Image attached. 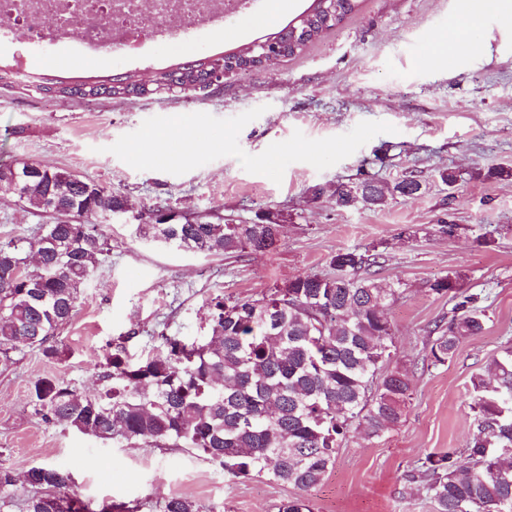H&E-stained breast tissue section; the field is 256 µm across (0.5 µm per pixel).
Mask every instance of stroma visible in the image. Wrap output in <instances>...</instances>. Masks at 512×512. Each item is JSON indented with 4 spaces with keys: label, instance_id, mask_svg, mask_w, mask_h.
I'll use <instances>...</instances> for the list:
<instances>
[{
    "label": "stroma",
    "instance_id": "obj_1",
    "mask_svg": "<svg viewBox=\"0 0 512 512\" xmlns=\"http://www.w3.org/2000/svg\"><path fill=\"white\" fill-rule=\"evenodd\" d=\"M462 0H362L359 11L274 70L232 74L205 89L138 98L68 100L38 91L26 78L0 87V160L40 162L121 192L130 211L102 223L109 251L59 335L60 356L28 348L0 367V460L15 476L51 465L70 472L72 492L94 512L116 504L158 512L168 496L199 512H277L295 488L267 477L237 479L185 448L104 442L35 413L30 391L44 376L96 393L109 345L133 359L158 352L162 337L208 335L215 297L247 298L307 273H330L337 252L372 249L379 279L402 283L389 310L395 340L388 367L407 369L412 395L400 424L382 438L350 433L325 479L307 491L312 512H434L421 490L403 487L407 466L431 451L463 447L473 430L472 377L512 345V10L489 14L448 47L449 63L431 60L438 33L460 27ZM248 19L191 46L145 43L121 58L103 51L95 66L66 68L69 46L44 45L36 71L72 77L150 73L252 42ZM263 107L239 134L248 154L288 140L294 131L323 139L362 121H384L377 135L336 165L290 164L281 183L245 171L225 156L182 175L138 171L108 153L119 137L153 116L205 112L230 118ZM458 181L444 185L439 170ZM419 176L414 198L379 208L342 207L339 184L374 177ZM322 197H314L315 187ZM161 209L179 218L259 223L263 210L282 214L273 249L240 256L205 255L142 239L134 213ZM457 225L438 233L440 221ZM55 216L36 212L0 190V238L36 237ZM486 297L481 335L465 340L448 364L427 365V340L448 320L447 297L430 285L443 276Z\"/></svg>",
    "mask_w": 512,
    "mask_h": 512
}]
</instances>
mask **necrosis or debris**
Returning a JSON list of instances; mask_svg holds the SVG:
<instances>
[{
  "mask_svg": "<svg viewBox=\"0 0 512 512\" xmlns=\"http://www.w3.org/2000/svg\"><path fill=\"white\" fill-rule=\"evenodd\" d=\"M261 0H0V40L43 44L77 42L73 62L93 65L104 48L137 55L145 42L191 40L202 32L253 15ZM31 52L16 56L19 71L33 64Z\"/></svg>",
  "mask_w": 512,
  "mask_h": 512,
  "instance_id": "obj_1",
  "label": "necrosis or debris"
}]
</instances>
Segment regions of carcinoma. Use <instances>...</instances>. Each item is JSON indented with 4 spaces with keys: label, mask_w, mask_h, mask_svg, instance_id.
Returning <instances> with one entry per match:
<instances>
[{
    "label": "carcinoma",
    "mask_w": 512,
    "mask_h": 512,
    "mask_svg": "<svg viewBox=\"0 0 512 512\" xmlns=\"http://www.w3.org/2000/svg\"><path fill=\"white\" fill-rule=\"evenodd\" d=\"M361 0H310L283 26L261 36L301 53L357 11ZM247 48L213 55L228 70H248ZM206 63L188 60L143 78L136 72L69 83L32 73L35 87L53 97L112 99L204 82ZM0 185L36 212L50 206L73 221L45 224L39 236L0 239V366L24 347L59 355L61 329L73 317L83 288L108 241L92 217L128 210L125 197L83 176L39 162L0 163ZM422 182L407 176L389 185L364 179L336 189L342 207L380 208L399 195H420ZM266 224L187 222L139 218L140 235L203 254H243L271 249L281 238L280 214ZM366 249L340 251L332 275L304 274L249 298L211 300V335L162 337L161 350L136 363L118 347L107 353L102 389L77 393L65 380L44 377L31 401L48 422H61L99 440L122 437L144 448H192L234 478L266 476L308 490L325 478L341 443L359 430L379 438L402 419L410 398L407 371L387 369L394 344L388 309L400 281L362 272L378 265ZM430 291L450 296L452 316L429 332L428 366H443L459 345L484 331V296L446 275ZM492 380L472 379L474 429L464 447L430 452L408 467L403 480L425 490L435 512H512V348L492 360ZM27 512H93L70 494V474L41 465L27 470ZM14 476L0 464V512L10 503ZM161 512H197L171 495ZM277 512H312L308 500H283Z\"/></svg>",
    "instance_id": "1"
}]
</instances>
